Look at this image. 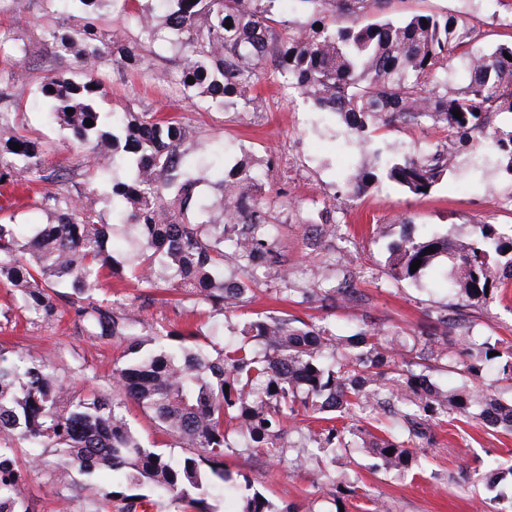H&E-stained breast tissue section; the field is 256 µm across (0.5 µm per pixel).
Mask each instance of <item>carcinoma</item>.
Segmentation results:
<instances>
[{"label": "carcinoma", "mask_w": 512, "mask_h": 512, "mask_svg": "<svg viewBox=\"0 0 512 512\" xmlns=\"http://www.w3.org/2000/svg\"><path fill=\"white\" fill-rule=\"evenodd\" d=\"M60 2L42 0L45 12L33 22L45 21L50 53L73 59L83 77H45L39 104L89 153L75 166L48 165L45 142L19 129L7 112L22 111L12 89L23 74L0 71V185L45 187L37 208L48 217L30 232L11 215L0 218V286L41 321L70 312L81 333L126 345V359L112 368L113 395L82 394L52 371L50 356L0 346V512H29L22 471L45 463L40 454L18 457L19 448L54 449L57 484L73 492L75 469L119 477L112 491L92 501L90 512H146L152 499L129 492L143 486L175 493L178 512H212L209 485L232 480L224 457L260 448L270 460H281L290 422L302 411L321 425L303 435L300 467L316 458L308 441L333 455L357 447L363 429L336 421H356L385 401L391 429L372 451L392 472L411 466L413 449L430 441L432 426L450 413L482 418L485 407H495L503 418L488 424L512 432V401L493 390L466 381L449 393L424 389L420 367L475 376L495 357L501 379L512 384V345H475L471 335L454 331L446 309L407 347L383 342L377 328L342 339L328 326L261 312L239 325L235 338L207 351L197 342L199 326L178 333L146 326L139 295L118 307L94 297L118 265L107 248L114 225L82 190L84 181L104 184L112 220L135 233L137 246L126 263L142 287L167 285L185 301L209 307L210 317L228 319V300L254 291L265 269L278 266L283 292L300 304L318 302L327 313L338 302L357 300V289L346 277L311 287L294 282L270 224L275 200L262 194L261 172L246 163L222 168L211 183L216 200H205L192 173V127L147 110L133 116L100 111L104 84L95 77L98 65L107 60L139 70L145 44L161 39L178 61L182 93L207 110L251 111L252 87L271 72L318 111L339 116L349 141L366 143L396 124L434 130L442 134L436 148L405 154L392 142L387 153L373 151V162L346 178L355 193L388 181L424 196L454 168V145L461 140L474 150L493 140L512 173V130L493 124L498 114L512 112V61L505 58L512 56V42L477 50L480 31L458 15L379 17L391 0H299L309 6L311 20L287 32L277 29L284 0H161L167 5L162 14L136 7V0H68L81 12L76 25L55 19ZM109 3L123 20L120 28L100 24ZM340 11L352 18L350 25L336 24ZM129 28L137 34L129 35ZM457 58L466 71V85L458 91L448 88ZM190 77L194 82H187ZM455 110L462 118L454 117ZM88 119L93 126H86ZM16 143L21 150H14ZM468 240L456 246L446 237H404L391 252L392 275L418 281L444 255L454 294L486 299L512 281V240L504 242L483 223L472 225ZM228 258L238 272L234 294L224 288ZM417 259L421 265L413 272ZM128 400L190 453L174 460L146 446L122 411ZM241 512L297 510L290 504L276 509L255 490L244 497Z\"/></svg>", "instance_id": "carcinoma-1"}]
</instances>
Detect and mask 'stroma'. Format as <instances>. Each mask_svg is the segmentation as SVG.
<instances>
[{
	"label": "stroma",
	"mask_w": 512,
	"mask_h": 512,
	"mask_svg": "<svg viewBox=\"0 0 512 512\" xmlns=\"http://www.w3.org/2000/svg\"><path fill=\"white\" fill-rule=\"evenodd\" d=\"M390 11L455 14L468 17L483 37L481 50L493 49L512 34V0H394ZM14 36L21 51L13 57L16 66L29 69L31 78L15 93L25 107L20 121L30 131L51 142L46 160L51 166L77 162L65 128L47 124L35 105L37 87L50 73L79 78L72 62L53 58L40 27L18 29L9 11H0V33ZM172 55L163 44L151 45L143 70L131 73L103 62L99 75L106 93L99 99L103 112H140L151 109L184 117L197 132L206 152L192 156L208 193V178L215 163L245 162L260 168L269 191H284L287 203L276 213L280 225V251L293 280L309 284L318 278L335 277L328 254L346 258L354 273L359 301L336 308L331 316L311 304L279 300V271H266V290L252 301L241 303L232 320L208 321L204 307L184 302L149 304L142 311L146 324H161L180 330L204 324L206 332L232 336L233 323L252 313L285 310L314 323H326L337 335L352 336L372 326L384 327L400 344L410 341L413 331L424 329L430 314L452 304L446 282L447 261L438 259L421 281L394 280L389 257L403 235L468 234L472 224L493 225L503 238L512 237V175L505 172L493 153L477 155L462 149L458 163L427 195L415 196L390 183L355 195L344 182V173L365 160L367 152L347 143L339 117L318 112L310 101L288 86L266 78L254 93L252 112H205L182 101L176 85L159 81L158 73L174 72ZM329 209L335 219V234L321 235L314 219L320 209ZM306 228H299V221ZM471 331L478 339L500 338L512 343V285L504 298L470 301L463 308ZM0 344L19 351L38 347L52 352L57 374L79 392H111L112 367L123 347L78 335L70 317L52 324L33 320L23 310L11 319L0 317ZM231 473L248 476L254 489L277 506L294 505L298 512H368L370 500L385 499L391 512H477L479 499H486L489 512H512V501L492 499L484 477L492 470L512 468V436L452 415L435 426L432 443L418 447L415 464L407 473L386 471L366 448L354 449L337 461V469L354 471L358 496L339 497L317 463L299 467L285 460L268 461L260 452L231 454L224 459ZM78 498L61 504L54 488L51 466L27 472L22 493L31 512H88L90 500L111 489L107 475L82 478Z\"/></svg>",
	"instance_id": "stroma-1"
}]
</instances>
